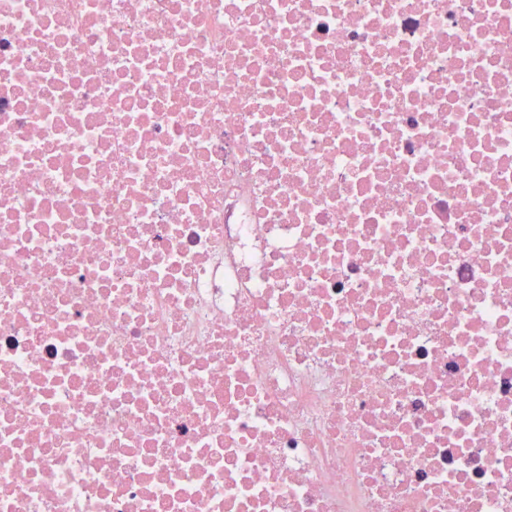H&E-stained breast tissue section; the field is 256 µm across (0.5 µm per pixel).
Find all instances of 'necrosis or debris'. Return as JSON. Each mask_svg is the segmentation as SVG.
Masks as SVG:
<instances>
[{
	"label": "necrosis or debris",
	"mask_w": 512,
	"mask_h": 512,
	"mask_svg": "<svg viewBox=\"0 0 512 512\" xmlns=\"http://www.w3.org/2000/svg\"><path fill=\"white\" fill-rule=\"evenodd\" d=\"M0 512H512V0H0Z\"/></svg>",
	"instance_id": "1"
}]
</instances>
